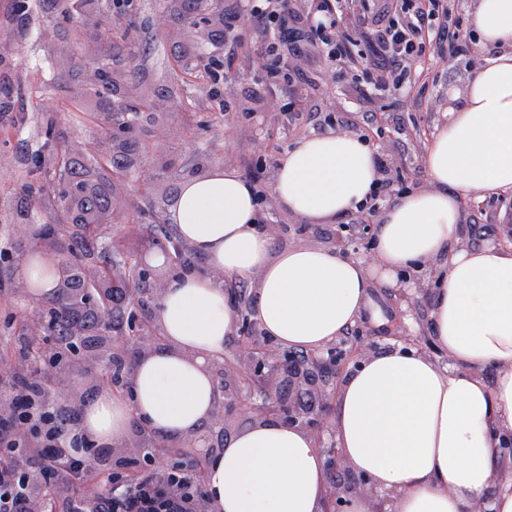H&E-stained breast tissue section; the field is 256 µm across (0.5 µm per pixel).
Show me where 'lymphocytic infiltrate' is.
Returning <instances> with one entry per match:
<instances>
[{"mask_svg":"<svg viewBox=\"0 0 512 512\" xmlns=\"http://www.w3.org/2000/svg\"><path fill=\"white\" fill-rule=\"evenodd\" d=\"M249 32L262 40L271 65L270 85L288 83L299 63L324 57L331 66L347 67L358 46L370 57L351 91L390 93L402 89L411 73L423 72L427 58L447 50L455 58L469 50V33L448 10V0H382L369 14L367 0H252ZM379 178L365 204L351 213L343 246L356 244L393 193L386 159L376 160ZM8 423L0 425V512H51L48 488L60 480L84 481L91 469L108 472L107 455L77 430L78 415L48 400L40 378L9 385ZM38 471H31L30 462ZM202 495L192 472L173 473L145 459L133 480L110 485L107 492L85 493L68 500L65 512H201Z\"/></svg>","mask_w":512,"mask_h":512,"instance_id":"obj_1","label":"lymphocytic infiltrate"}]
</instances>
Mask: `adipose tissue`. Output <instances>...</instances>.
<instances>
[{
  "label": "adipose tissue",
  "instance_id": "ef3b65f1",
  "mask_svg": "<svg viewBox=\"0 0 512 512\" xmlns=\"http://www.w3.org/2000/svg\"><path fill=\"white\" fill-rule=\"evenodd\" d=\"M473 25L482 62L426 149L430 185L385 208L373 261L274 249L235 168L184 181L166 221L196 262L172 272L157 301L161 345L136 359L126 389H100L82 408L84 435L118 444L138 423L194 436L221 400L212 365L239 319L224 282L252 280L251 317L276 346L318 351L358 323L390 337L342 377L331 425L348 467L391 512H512V481L493 479L512 437V247L463 240L468 196L512 192V0H477ZM377 178L364 139L313 133L279 158L272 195L306 223L332 224ZM405 269L435 274L429 332L448 367L393 337L389 292ZM205 483L213 512H323L327 471L310 434L269 419L228 441Z\"/></svg>",
  "mask_w": 512,
  "mask_h": 512
}]
</instances>
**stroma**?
Returning a JSON list of instances; mask_svg holds the SVG:
<instances>
[{
	"label": "stroma",
	"instance_id": "obj_1",
	"mask_svg": "<svg viewBox=\"0 0 512 512\" xmlns=\"http://www.w3.org/2000/svg\"><path fill=\"white\" fill-rule=\"evenodd\" d=\"M13 3L14 0H0V88L10 93L16 111L22 112L24 119L0 120V238H8L12 246L11 259L0 262V374L49 373L50 379L45 383L49 397L75 407L90 401L110 384L111 354H124L131 364L143 350L160 345L162 337L155 328L146 336L114 335L108 351L96 355L83 351L73 356L69 364L58 367L47 360L36 365L22 357V339L43 333L40 315L48 303L33 299L23 276L33 247L32 229L12 219L11 206L22 182L29 177L28 158L43 141L48 127L63 131L69 144L96 145L103 156L115 139L141 156L140 167L113 172L114 179L124 185L123 216L109 226L108 233L120 242L125 255L146 260L151 289L144 295L139 311L151 316L170 269L147 261L152 251L166 246L164 238L154 236L147 225L135 221L137 210L147 199L157 196L176 200L188 177L204 174L212 165H231L240 173H248L258 158L279 157L296 140L311 134L327 114L363 112L372 106L394 114L396 120L372 137L371 146L395 161L407 187H425V148L447 119L450 92L463 91L475 72L468 56L451 60L437 54L426 63L430 79L424 93L410 88L371 105L348 93L350 74L332 72L324 60L310 59L303 63L294 87L268 90L263 106L252 115L225 120L216 110L218 101L210 85H198L187 95L186 127L167 120L160 110L152 122L116 131L110 139L102 127L87 118L88 113L106 111L105 100L98 96L75 98L72 82L61 78L56 67L60 55H68L71 63L86 69L106 67L129 73L141 93L157 99L164 81L189 79L190 67L200 59L223 54L224 43L214 34L211 11H204L205 23L196 28L180 25L165 10L163 0H137L125 23L138 55L125 63L119 60L116 47L96 35L91 18L74 16L63 20L38 12L21 20L13 13ZM21 22L29 30L28 37L10 40V33ZM80 25L86 30L82 43L67 42V34ZM267 66V58L258 52L236 62L227 81L238 100L251 94ZM297 87L307 92L308 100L299 123L292 128L287 115L294 110L293 90ZM203 147L213 156L211 165L199 161L198 153ZM466 213L468 224L485 226L483 245L512 244L511 193L468 201ZM154 459L160 467L177 461L204 468L211 455L198 446L196 438H165Z\"/></svg>",
	"mask_w": 512,
	"mask_h": 512
}]
</instances>
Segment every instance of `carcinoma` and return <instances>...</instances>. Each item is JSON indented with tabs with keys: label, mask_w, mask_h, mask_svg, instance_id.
Wrapping results in <instances>:
<instances>
[{
	"label": "carcinoma",
	"mask_w": 512,
	"mask_h": 512,
	"mask_svg": "<svg viewBox=\"0 0 512 512\" xmlns=\"http://www.w3.org/2000/svg\"><path fill=\"white\" fill-rule=\"evenodd\" d=\"M49 8L64 16L86 13H107L104 37L127 40L117 33V20L127 16L134 0L112 5V0H48ZM83 92L107 95L122 107L103 113L101 123L131 126L152 119L153 113L139 112L129 104L138 95V87L104 69H96L93 77L80 80ZM140 159L129 154L120 142L112 144L110 157L101 164L86 151H67L57 147L52 131L46 132L42 145L30 157L32 180L22 184L27 197L19 211L33 229V244L43 243L60 256L56 288H64L57 306L44 312L43 321L52 336H78L80 343L105 349L106 333L133 330V310L116 311L107 301L108 290L119 286L139 294L146 291L145 271L136 263L118 256L112 239L104 236L102 226L119 214L122 188L112 181V168L133 169ZM166 199L155 201L138 210V219L154 226L156 234L169 238L171 233L158 222V208ZM77 305L100 307L102 332L84 338V330L70 323L66 309Z\"/></svg>",
	"instance_id": "obj_1"
}]
</instances>
